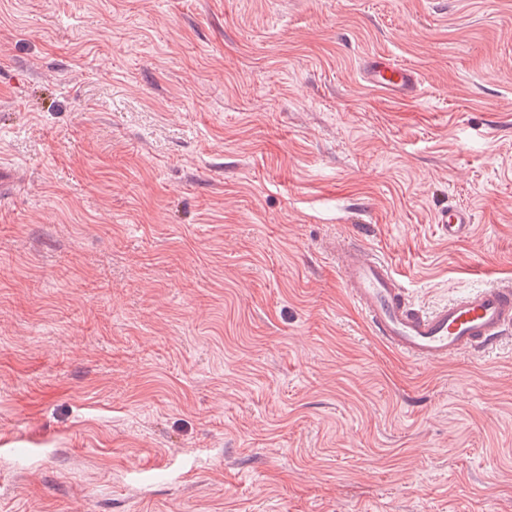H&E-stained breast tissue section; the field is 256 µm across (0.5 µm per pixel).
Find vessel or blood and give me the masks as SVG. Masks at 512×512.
Segmentation results:
<instances>
[{
  "mask_svg": "<svg viewBox=\"0 0 512 512\" xmlns=\"http://www.w3.org/2000/svg\"><path fill=\"white\" fill-rule=\"evenodd\" d=\"M362 79L400 98L419 95L416 72L382 56L368 58ZM473 222L463 207L439 214L449 240L464 238ZM336 266L372 335L394 352L424 364H437L465 353L488 352L512 337V284L481 288L425 310L413 304L388 262L357 244L336 250Z\"/></svg>",
  "mask_w": 512,
  "mask_h": 512,
  "instance_id": "obj_1",
  "label": "vessel or blood"
}]
</instances>
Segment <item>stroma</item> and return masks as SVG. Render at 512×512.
Returning <instances> with one entry per match:
<instances>
[{"label":"stroma","instance_id":"stroma-1","mask_svg":"<svg viewBox=\"0 0 512 512\" xmlns=\"http://www.w3.org/2000/svg\"><path fill=\"white\" fill-rule=\"evenodd\" d=\"M0 164V512H512V342L410 362L330 259L512 281V0H0ZM362 79L367 85L396 97L415 99L419 95L417 73L409 67L392 63L383 56H374L364 62ZM440 227L448 241H458L464 238L473 224L472 214L463 207L448 205L439 214Z\"/></svg>","mask_w":512,"mask_h":512}]
</instances>
